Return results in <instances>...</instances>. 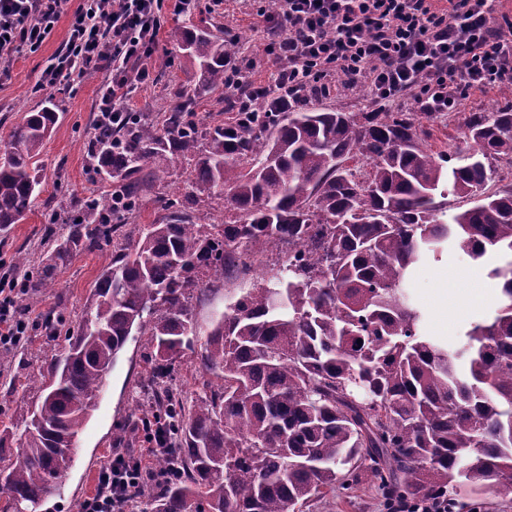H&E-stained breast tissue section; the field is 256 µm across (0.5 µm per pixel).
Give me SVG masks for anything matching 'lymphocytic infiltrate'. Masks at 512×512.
<instances>
[{
	"instance_id": "f902f5d3",
	"label": "lymphocytic infiltrate",
	"mask_w": 512,
	"mask_h": 512,
	"mask_svg": "<svg viewBox=\"0 0 512 512\" xmlns=\"http://www.w3.org/2000/svg\"><path fill=\"white\" fill-rule=\"evenodd\" d=\"M68 0H0V60L36 51L51 35ZM164 0H83L63 47L38 80L41 90L81 82L100 72L95 128L129 124L127 97L148 84L147 62L166 23ZM264 52L276 69L254 83L252 56L226 62L224 87L234 109L289 104L307 88L333 90L349 82L366 87L369 103L383 110L411 98L421 111H454L470 93L512 83V20L498 19L495 0H278L263 30ZM16 274H0V349L27 334L14 315ZM144 453H118L98 474L84 512H129L131 496L154 478Z\"/></svg>"
}]
</instances>
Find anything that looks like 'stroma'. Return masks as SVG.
I'll list each match as a JSON object with an SVG mask.
<instances>
[{"label":"stroma","instance_id":"stroma-1","mask_svg":"<svg viewBox=\"0 0 512 512\" xmlns=\"http://www.w3.org/2000/svg\"><path fill=\"white\" fill-rule=\"evenodd\" d=\"M265 0H223L213 5L212 0H199L191 14H171L159 37L158 51L151 66L153 82L136 88L128 103L143 118L159 120L163 107L178 102L181 93L193 88L199 73L173 41L175 28L185 22H208L224 27L242 37L244 46L250 47L258 61L251 78L266 82L275 66L262 52L260 31L264 25L262 14ZM70 16H63L50 37L34 53L16 54L9 62V75L0 80V146L8 140L12 128L25 113L54 104L58 120L45 142L42 158L45 168L42 176L39 202L25 217L12 226L5 239L0 240V258L14 262L18 253H26L31 264H38L42 251L43 229L48 213L68 215L74 203L87 199L103 201L111 190L110 180L100 174L90 155L89 144L94 135L93 120L102 80L101 73L87 76L80 84L63 86L51 91H41L37 81L47 61L65 42L70 27ZM512 107V100L502 97L497 90L472 95L464 101L461 111L450 117L446 124H434L429 142L434 151L455 154L464 148L460 134L463 115L467 112H484L493 108ZM191 165L177 159L170 165V175L165 183L156 186L146 196L138 221L150 224L163 216L166 199L188 192ZM112 259L111 250L94 253H77L64 264L57 276L55 287L27 296L19 314L29 323V351L0 350V426L22 425L33 398L29 385L46 373L52 357L58 353L63 339L45 335L41 328L44 315L51 309L64 310L70 326H77L89 306L92 293L104 268ZM447 264L458 271L460 277L482 272L481 264L449 253L442 262H424L417 265L406 284L414 303L425 314V328L440 342L453 346L460 332L470 323L486 316L493 308L495 285L486 281L480 300L456 316L448 332L435 328V310L431 299L439 286L432 272L438 264ZM276 265L275 258H268L256 267V274L243 279H225L219 290L202 295L195 303L196 319L201 327H208L215 312L224 311L239 289L253 284L255 277H268ZM151 349L145 337L128 342L120 352L74 449L71 468L60 480L55 493L40 506L39 512H80L85 499L96 488L99 469L120 452L121 444L113 438L117 428L138 420L143 414L139 396L140 386L148 376V358ZM382 493L369 478H361L353 489L337 490L312 498L303 512H381Z\"/></svg>","mask_w":512,"mask_h":512}]
</instances>
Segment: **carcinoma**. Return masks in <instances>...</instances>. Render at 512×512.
<instances>
[{"instance_id": "carcinoma-1", "label": "carcinoma", "mask_w": 512, "mask_h": 512, "mask_svg": "<svg viewBox=\"0 0 512 512\" xmlns=\"http://www.w3.org/2000/svg\"><path fill=\"white\" fill-rule=\"evenodd\" d=\"M174 38L198 66V89L224 88L238 44L206 26L179 27ZM57 119L48 106L25 113L0 153V234L41 192ZM440 120L295 107L202 130L180 103L160 125L139 117L95 137L91 154L118 180L123 205L109 200L93 217L97 203H87L62 235L47 225L51 246L37 268L23 255L16 267L36 292L73 254L125 242L37 388L21 451L0 431V512H35L56 490L112 365L138 336L157 360L142 384L146 430L163 432L177 456L175 477L144 486L140 512H300L364 474L387 496L452 500L468 486L511 500L512 182L487 161L512 168V110L468 113V152L452 166L427 143V124ZM169 154L193 161L191 182L230 218L198 224L188 199L169 198L167 217L120 234L142 193L168 176L156 160ZM450 195L479 200L450 216ZM271 247L276 273L202 329L195 294L229 271L248 276ZM450 247L485 261L501 284L494 314L470 324L456 348L427 334L403 288L413 265ZM44 323L58 336L68 321L55 309ZM188 351L211 379L186 404L171 380Z\"/></svg>"}]
</instances>
